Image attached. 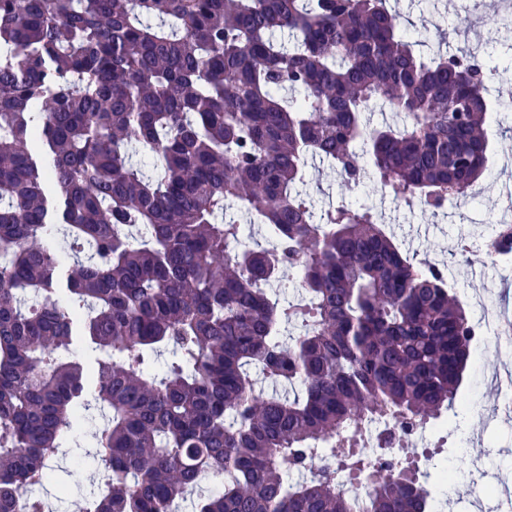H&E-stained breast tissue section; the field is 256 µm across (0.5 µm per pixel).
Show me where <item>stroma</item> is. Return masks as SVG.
<instances>
[{
	"label": "stroma",
	"mask_w": 512,
	"mask_h": 512,
	"mask_svg": "<svg viewBox=\"0 0 512 512\" xmlns=\"http://www.w3.org/2000/svg\"><path fill=\"white\" fill-rule=\"evenodd\" d=\"M405 26L414 27L429 45H437L439 30H447L452 48L478 54L492 64L512 61V27L502 23V0H388ZM502 122L491 131L485 188L479 199L449 204L438 213L395 204L367 186H354L321 158L308 162L305 192L317 205L346 202L381 212L387 231L401 251L417 259L434 258L444 266L448 289L457 300H469L466 314L476 305L498 315L496 333L476 339L459 395L462 406L450 411L443 428L432 430L430 441L441 448L439 458L464 482L472 458L487 455L488 464L512 480V267L484 254L481 243L504 216L501 204L505 171L512 170V88L498 87ZM473 240L468 259L455 255L461 239ZM479 405L481 414L469 408ZM100 424L91 419L76 435L78 447L52 461V468L65 477V512H82L85 489L96 480V464L86 455Z\"/></svg>",
	"instance_id": "1"
}]
</instances>
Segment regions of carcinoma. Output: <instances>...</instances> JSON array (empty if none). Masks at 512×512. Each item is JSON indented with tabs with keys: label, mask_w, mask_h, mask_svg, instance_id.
I'll use <instances>...</instances> for the list:
<instances>
[{
	"label": "carcinoma",
	"mask_w": 512,
	"mask_h": 512,
	"mask_svg": "<svg viewBox=\"0 0 512 512\" xmlns=\"http://www.w3.org/2000/svg\"><path fill=\"white\" fill-rule=\"evenodd\" d=\"M415 45L386 0H0V512L95 416L83 512H353L363 483L431 512L409 444L473 323L373 209L303 191L314 156L432 213L484 175L491 67ZM368 419L397 432L369 450Z\"/></svg>",
	"instance_id": "carcinoma-1"
}]
</instances>
